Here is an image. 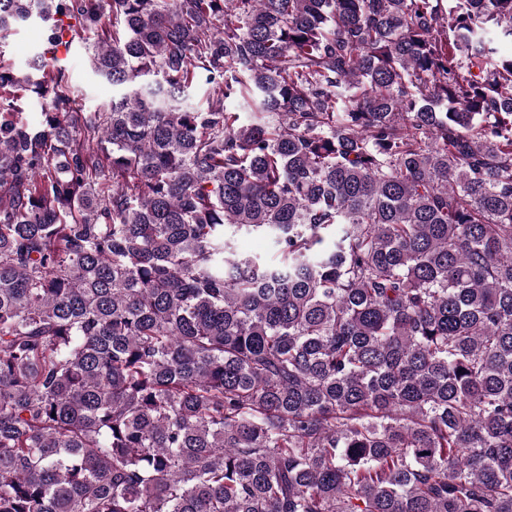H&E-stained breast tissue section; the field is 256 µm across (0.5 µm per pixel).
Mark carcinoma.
<instances>
[{"instance_id": "carcinoma-1", "label": "carcinoma", "mask_w": 512, "mask_h": 512, "mask_svg": "<svg viewBox=\"0 0 512 512\" xmlns=\"http://www.w3.org/2000/svg\"><path fill=\"white\" fill-rule=\"evenodd\" d=\"M33 19L115 94L0 64V512H512V0ZM64 62L68 68L79 108L83 112H93L100 104L112 99V86L106 81H101L91 72L89 53L83 45H77L66 56ZM236 245L240 252L264 259H273L275 250L269 238L259 235L239 234L236 236Z\"/></svg>"}]
</instances>
